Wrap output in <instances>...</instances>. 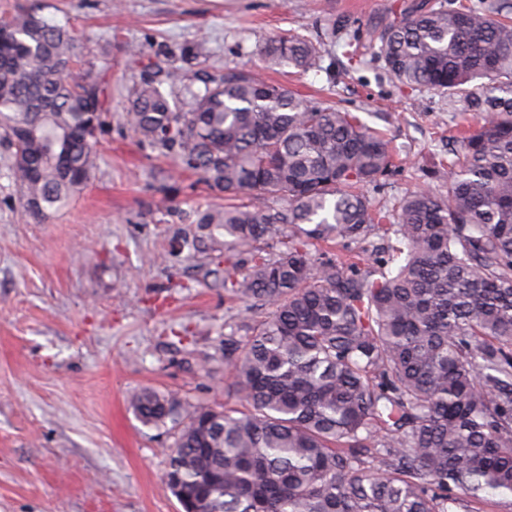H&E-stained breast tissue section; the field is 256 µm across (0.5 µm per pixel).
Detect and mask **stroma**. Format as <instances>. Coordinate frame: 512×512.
I'll use <instances>...</instances> for the list:
<instances>
[{
	"label": "stroma",
	"mask_w": 512,
	"mask_h": 512,
	"mask_svg": "<svg viewBox=\"0 0 512 512\" xmlns=\"http://www.w3.org/2000/svg\"><path fill=\"white\" fill-rule=\"evenodd\" d=\"M413 2L0 0V17L33 8L74 30L73 80L111 81L97 165L46 221L29 218L0 142V512H178L164 479L174 432L140 421L133 395L237 404L224 336L248 335L256 316L224 291L223 229L198 221L224 200L129 128L138 85L173 64L186 81L168 93L183 100L250 69L391 140L400 161L368 187L373 202L440 192L448 137L471 114L393 82L374 38ZM293 31L320 41L316 67H268L262 42Z\"/></svg>",
	"instance_id": "obj_1"
}]
</instances>
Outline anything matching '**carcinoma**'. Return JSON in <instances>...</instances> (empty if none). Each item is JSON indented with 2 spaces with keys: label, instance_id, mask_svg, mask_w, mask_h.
Returning <instances> with one entry per match:
<instances>
[{
  "label": "carcinoma",
  "instance_id": "cac0c4a2",
  "mask_svg": "<svg viewBox=\"0 0 512 512\" xmlns=\"http://www.w3.org/2000/svg\"><path fill=\"white\" fill-rule=\"evenodd\" d=\"M392 80L457 97L475 124L455 137L448 192L392 209L364 192L394 165L390 142L350 112L235 70L181 105L135 92L128 123L176 151L211 191L255 202L210 210L232 251L224 291L270 309L224 337L243 408L143 390L133 408L171 425L165 481L182 512H452L458 495L512 498V0H426L377 28ZM271 67L313 68L306 36L266 39ZM77 37L36 11L0 18V137L28 213L43 220L97 160L108 92L73 82ZM283 201L277 207L267 199ZM283 236L286 248L257 243ZM379 243L367 267L317 249Z\"/></svg>",
  "mask_w": 512,
  "mask_h": 512
}]
</instances>
